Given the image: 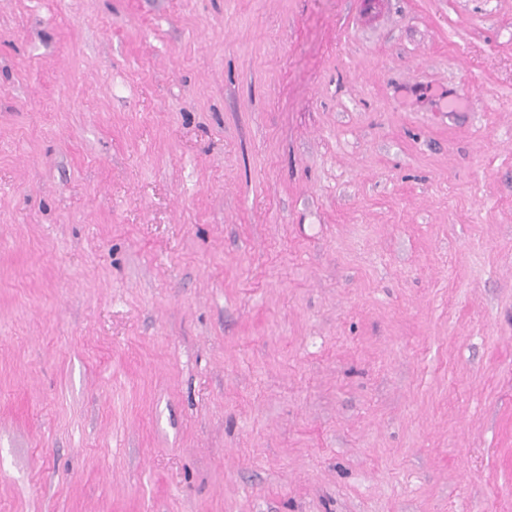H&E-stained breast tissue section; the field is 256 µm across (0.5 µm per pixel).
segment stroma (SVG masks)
<instances>
[{
	"instance_id": "1",
	"label": "stroma",
	"mask_w": 512,
	"mask_h": 512,
	"mask_svg": "<svg viewBox=\"0 0 512 512\" xmlns=\"http://www.w3.org/2000/svg\"><path fill=\"white\" fill-rule=\"evenodd\" d=\"M0 512H512V0H0Z\"/></svg>"
}]
</instances>
